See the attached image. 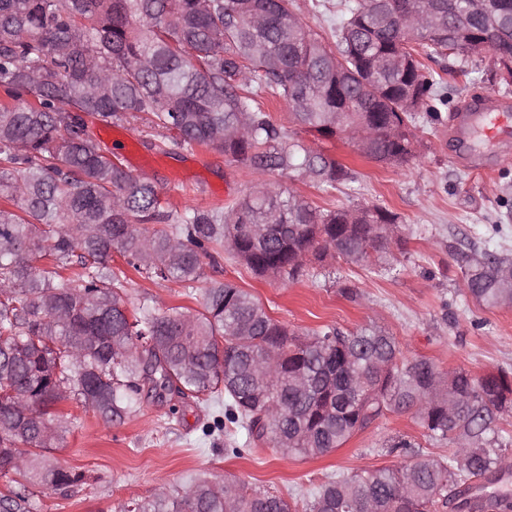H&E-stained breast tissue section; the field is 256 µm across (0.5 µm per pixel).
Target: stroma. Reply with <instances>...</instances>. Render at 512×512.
<instances>
[{
  "label": "stroma",
  "mask_w": 512,
  "mask_h": 512,
  "mask_svg": "<svg viewBox=\"0 0 512 512\" xmlns=\"http://www.w3.org/2000/svg\"><path fill=\"white\" fill-rule=\"evenodd\" d=\"M342 8V0H295L298 16L329 46L336 42ZM492 67L487 54L468 62V80L445 76L448 103L439 107L438 118L418 114L417 155L404 166L371 162L348 141L336 139L323 146L354 171L353 182L324 190L271 174V181L325 209L378 205L397 214L403 246L392 257L369 264L330 259L289 282L254 275L227 255L219 265H205L202 282L190 290L148 279L116 254L111 264L126 275L129 311L145 304L193 313L202 308L205 283L223 281L250 293L274 320L301 332L376 327L395 336L404 358L431 359L444 372L463 367L482 375L512 369V306H480L464 285L473 260L488 253L512 258V160H496L499 147L490 141L484 152L493 156L492 165L465 167L457 158L469 147L449 134L466 99L512 96V80L491 79ZM84 121L105 142L131 141L121 163L153 182L173 209L228 206L259 180L248 164L222 153L162 146L145 122L109 126L92 114ZM346 286L357 291V299L344 296ZM56 409L68 415L70 425L48 458L84 472L86 481L65 496H36L37 512H121L132 501L151 499L159 487L179 488L203 472L218 479L233 476L252 489L301 501L328 479L400 465L405 455L395 444L402 439L435 459L450 453L410 412L386 414L340 448L311 458L248 443L241 431L230 435L215 429L223 405H197L174 393L142 396L140 412L109 425L69 400Z\"/></svg>",
  "instance_id": "obj_1"
}]
</instances>
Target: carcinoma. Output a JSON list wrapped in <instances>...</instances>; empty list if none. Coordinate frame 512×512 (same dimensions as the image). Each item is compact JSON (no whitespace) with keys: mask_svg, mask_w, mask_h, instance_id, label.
<instances>
[{"mask_svg":"<svg viewBox=\"0 0 512 512\" xmlns=\"http://www.w3.org/2000/svg\"><path fill=\"white\" fill-rule=\"evenodd\" d=\"M336 33L332 50L292 0H0V196L16 206L0 209V475L18 476L0 512H32L31 483L64 496L85 480L45 458L66 432L58 402L110 424L136 412L145 389L199 403L222 394L228 422L284 454L322 455L406 411L452 448L435 460L401 439L391 448L411 449L405 463L330 480L305 512L460 508L469 480L512 467L499 436L512 413L504 370L405 360L381 329L299 333L231 283L210 284L194 315L128 313L115 250L153 280L196 283L203 260L226 250L257 275L294 281L312 260L391 254L399 217L320 208L265 180L225 210L174 211L105 155L82 115L144 120L182 148L334 188L354 173L276 125L258 97L288 103L305 132L402 167L417 152L416 114L444 102L424 60H512V0H348ZM511 263L487 254L469 265V295L511 305ZM123 512L297 510L234 477H198Z\"/></svg>","mask_w":512,"mask_h":512,"instance_id":"cac0c4a2","label":"carcinoma"}]
</instances>
